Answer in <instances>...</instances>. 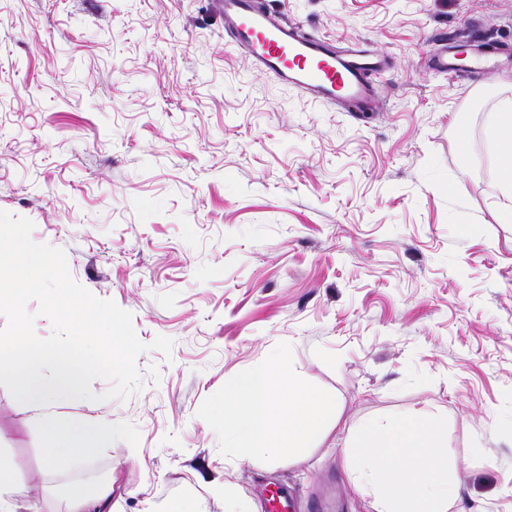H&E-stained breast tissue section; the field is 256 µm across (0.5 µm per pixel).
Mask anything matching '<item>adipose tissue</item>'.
Masks as SVG:
<instances>
[{"label":"adipose tissue","mask_w":512,"mask_h":512,"mask_svg":"<svg viewBox=\"0 0 512 512\" xmlns=\"http://www.w3.org/2000/svg\"><path fill=\"white\" fill-rule=\"evenodd\" d=\"M496 147L502 160L495 188L499 208L512 216V101H504L496 114ZM45 427L52 445L47 460L69 466L82 456L85 431L59 428L54 415ZM343 463L354 490L372 500L375 512H448L460 497V481L448 469L445 432L439 421L412 415L380 422L369 420L343 450ZM64 512H112V483L94 488L75 486L64 498Z\"/></svg>","instance_id":"ef3b65f1"}]
</instances>
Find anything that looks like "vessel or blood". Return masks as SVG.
<instances>
[{
  "mask_svg": "<svg viewBox=\"0 0 512 512\" xmlns=\"http://www.w3.org/2000/svg\"><path fill=\"white\" fill-rule=\"evenodd\" d=\"M216 6L224 16L225 41L243 48L258 74L273 76L315 102L373 111L371 78L384 70L383 54L362 42L338 50L335 40L304 31L263 0H216Z\"/></svg>",
  "mask_w": 512,
  "mask_h": 512,
  "instance_id": "1",
  "label": "vessel or blood"
}]
</instances>
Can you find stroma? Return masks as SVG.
Segmentation results:
<instances>
[{
    "instance_id": "35a3bbf8",
    "label": "stroma",
    "mask_w": 512,
    "mask_h": 512,
    "mask_svg": "<svg viewBox=\"0 0 512 512\" xmlns=\"http://www.w3.org/2000/svg\"><path fill=\"white\" fill-rule=\"evenodd\" d=\"M306 31L385 55L352 115L255 73L212 0H0V210L63 249L74 280L132 315L146 351L124 399L60 403L110 425L51 467L42 410L0 387L16 512H61L113 478L115 512H369L341 465L365 421L425 413L464 512H512V221L491 129L512 99V0H271ZM480 36L474 83L432 70ZM171 339L169 353L152 349ZM289 344L329 392L336 436L296 460L228 458L197 415Z\"/></svg>"
}]
</instances>
